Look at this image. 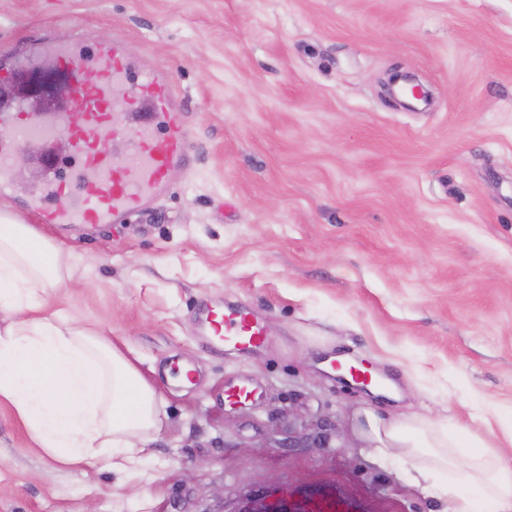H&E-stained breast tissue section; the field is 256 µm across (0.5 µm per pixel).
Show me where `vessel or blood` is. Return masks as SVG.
I'll list each match as a JSON object with an SVG mask.
<instances>
[{
    "label": "vessel or blood",
    "instance_id": "obj_1",
    "mask_svg": "<svg viewBox=\"0 0 512 512\" xmlns=\"http://www.w3.org/2000/svg\"><path fill=\"white\" fill-rule=\"evenodd\" d=\"M67 74L76 88L67 106L27 113L19 128L23 146H47L66 135L84 163L81 191L61 209L31 198L30 209L46 224H124L146 211L167 188L169 172L192 163L190 132L174 81L150 76L139 80L133 96L120 91L130 63L119 43H102L91 54H67ZM136 124L127 159L112 158L110 132L118 121ZM206 347L247 349L266 343L262 323L245 311L208 309L201 321Z\"/></svg>",
    "mask_w": 512,
    "mask_h": 512
}]
</instances>
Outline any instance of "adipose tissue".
Segmentation results:
<instances>
[{"mask_svg":"<svg viewBox=\"0 0 512 512\" xmlns=\"http://www.w3.org/2000/svg\"><path fill=\"white\" fill-rule=\"evenodd\" d=\"M72 278L69 258L35 226L0 212V401L30 439L65 466L130 473L160 431L156 392L98 332L48 311ZM356 431L382 462L403 461L407 481L448 512H473L461 487L478 489L491 512H512V458L478 430L412 414L354 413Z\"/></svg>","mask_w":512,"mask_h":512,"instance_id":"obj_1","label":"adipose tissue"}]
</instances>
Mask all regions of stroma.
I'll return each mask as SVG.
<instances>
[{
    "instance_id": "stroma-1",
    "label": "stroma",
    "mask_w": 512,
    "mask_h": 512,
    "mask_svg": "<svg viewBox=\"0 0 512 512\" xmlns=\"http://www.w3.org/2000/svg\"><path fill=\"white\" fill-rule=\"evenodd\" d=\"M61 40L171 71L191 130L194 169L121 226L39 224L37 147L15 156L20 194L0 193L69 255L50 310L135 361L163 425L137 474L81 473L0 401V512H221L276 486L338 512H442L352 413L512 415V0H0V83ZM405 72L429 108L389 96ZM205 304L258 311L270 344L204 347ZM244 379L257 396L236 408ZM305 432L326 447L282 445Z\"/></svg>"
}]
</instances>
